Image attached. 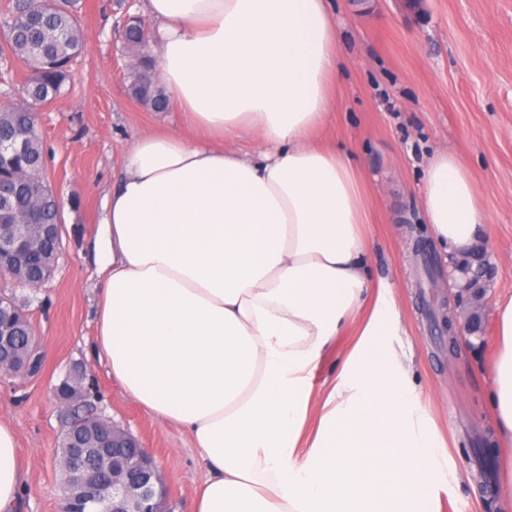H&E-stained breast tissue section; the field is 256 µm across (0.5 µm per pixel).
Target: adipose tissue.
<instances>
[{
    "mask_svg": "<svg viewBox=\"0 0 512 512\" xmlns=\"http://www.w3.org/2000/svg\"><path fill=\"white\" fill-rule=\"evenodd\" d=\"M155 79L201 136H144L124 154L95 245L91 355L126 395L182 428L208 475L194 512H367L429 487L448 457L411 365L390 282L373 281L365 188L315 142L334 108L330 0H146ZM257 132L258 149L235 144ZM421 208L444 252L488 223L449 150ZM489 413L512 445V295L494 308ZM358 340L328 391L315 372L347 326ZM28 467L0 423V512Z\"/></svg>",
    "mask_w": 512,
    "mask_h": 512,
    "instance_id": "obj_1",
    "label": "adipose tissue"
}]
</instances>
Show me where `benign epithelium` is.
<instances>
[{"instance_id":"1","label":"benign epithelium","mask_w":512,"mask_h":512,"mask_svg":"<svg viewBox=\"0 0 512 512\" xmlns=\"http://www.w3.org/2000/svg\"><path fill=\"white\" fill-rule=\"evenodd\" d=\"M62 222L55 224H0V272L9 276L26 262L42 259V243L61 241ZM485 273L480 267L457 286L458 295L475 308L472 320L464 324L444 317L449 347L454 348L472 335L485 310L484 295L478 287ZM0 294V378L16 375L38 376L44 370L45 355L36 337L30 336L31 351L22 352L20 332L10 323L11 311ZM86 377L71 372L61 381L70 385L74 398L86 401ZM63 454L73 469L76 494L69 500L72 509L106 508L108 512H167L168 482L154 458L139 438L123 426L103 418L94 407L83 415L71 412L64 420Z\"/></svg>"}]
</instances>
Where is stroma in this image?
Here are the masks:
<instances>
[{"label":"stroma","instance_id":"obj_1","mask_svg":"<svg viewBox=\"0 0 512 512\" xmlns=\"http://www.w3.org/2000/svg\"><path fill=\"white\" fill-rule=\"evenodd\" d=\"M332 3L342 69L321 136L356 157L373 216L372 274L394 285L407 329L389 344L412 358L417 388L448 448L432 503L417 496L408 508L500 512L499 492L480 490L473 455L481 450L502 461L487 390L495 304L512 293V0ZM129 10L140 12L139 0H84L76 78L42 117L47 173L62 205L55 275L36 291L0 275V291L31 299L30 321L48 352L40 376L0 381V422L12 427L30 463L22 512L61 510L65 406L54 387L74 367L92 378L98 412L153 449L168 476L171 512H194L206 475L190 438L128 399L90 355L99 278L89 245L122 156L158 129L193 135L176 109L153 112L128 97L118 25ZM442 149L471 173L489 220L485 252L468 259L491 263L485 314L478 332L454 348L436 325L441 305L456 306L455 291L443 283L441 252L419 210L425 164ZM412 235L421 238L428 263L406 247Z\"/></svg>","mask_w":512,"mask_h":512}]
</instances>
